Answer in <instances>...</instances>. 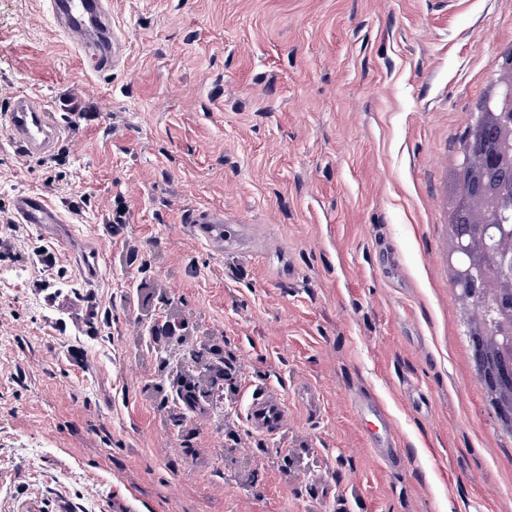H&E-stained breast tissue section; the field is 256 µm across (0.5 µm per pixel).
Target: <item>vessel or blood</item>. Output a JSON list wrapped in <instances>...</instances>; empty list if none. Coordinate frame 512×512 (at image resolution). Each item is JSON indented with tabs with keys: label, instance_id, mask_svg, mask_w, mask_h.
<instances>
[{
	"label": "vessel or blood",
	"instance_id": "b4317fda",
	"mask_svg": "<svg viewBox=\"0 0 512 512\" xmlns=\"http://www.w3.org/2000/svg\"><path fill=\"white\" fill-rule=\"evenodd\" d=\"M48 12L61 33L68 38L94 68L103 70L121 62L127 48L125 35L112 24L109 0H47ZM0 131L31 156L54 154L68 130L51 118L44 100L37 95L15 96L7 112L0 114ZM18 222L38 225L46 235L64 241L60 210L45 196L22 192L13 200ZM193 235L216 249L233 251L246 242L240 225L227 223L223 210L198 207L187 216ZM248 415L254 429L273 433L286 417V407L272 390L251 394Z\"/></svg>",
	"mask_w": 512,
	"mask_h": 512
}]
</instances>
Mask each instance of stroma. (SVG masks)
I'll use <instances>...</instances> for the list:
<instances>
[{"label": "stroma", "instance_id": "obj_1", "mask_svg": "<svg viewBox=\"0 0 512 512\" xmlns=\"http://www.w3.org/2000/svg\"><path fill=\"white\" fill-rule=\"evenodd\" d=\"M112 23L126 57L96 72L39 0H0V112L35 92L70 128L44 164L0 132V206L41 193L70 237L0 225V512H512V432L448 270L512 0H112ZM197 206L263 257L196 240ZM172 302L232 367L202 414L147 349ZM266 388L269 435L247 414ZM250 422L257 431L275 433L286 417V407L272 390L253 392L248 401Z\"/></svg>", "mask_w": 512, "mask_h": 512}]
</instances>
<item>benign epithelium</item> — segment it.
<instances>
[{"instance_id":"7a95c632","label":"benign epithelium","mask_w":512,"mask_h":512,"mask_svg":"<svg viewBox=\"0 0 512 512\" xmlns=\"http://www.w3.org/2000/svg\"><path fill=\"white\" fill-rule=\"evenodd\" d=\"M493 67L508 75L485 98L457 151L456 174L467 197L480 201L479 219L461 207L449 225L450 286L477 320L473 336L479 380L494 398L498 420L512 431V47ZM205 368L180 364L179 388L198 398L224 392V355L207 347Z\"/></svg>"}]
</instances>
